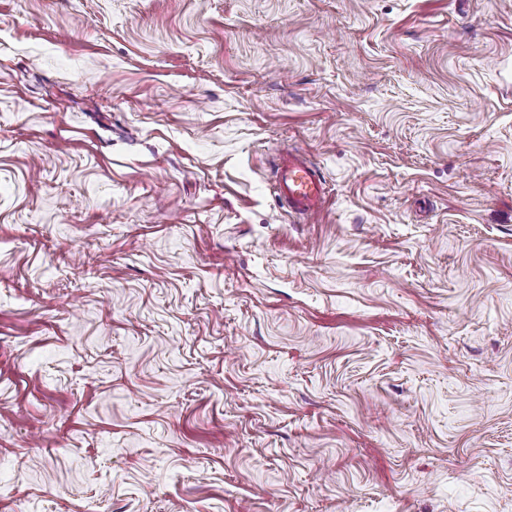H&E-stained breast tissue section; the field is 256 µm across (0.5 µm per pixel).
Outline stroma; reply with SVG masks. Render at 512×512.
I'll list each match as a JSON object with an SVG mask.
<instances>
[{"mask_svg": "<svg viewBox=\"0 0 512 512\" xmlns=\"http://www.w3.org/2000/svg\"><path fill=\"white\" fill-rule=\"evenodd\" d=\"M0 512H512V0H0ZM275 189L290 212L307 218L322 211L327 196L324 176L301 151L289 153L283 159L276 173Z\"/></svg>", "mask_w": 512, "mask_h": 512, "instance_id": "1", "label": "stroma"}]
</instances>
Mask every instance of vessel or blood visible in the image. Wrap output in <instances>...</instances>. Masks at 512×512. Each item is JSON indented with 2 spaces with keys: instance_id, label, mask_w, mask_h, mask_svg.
Returning a JSON list of instances; mask_svg holds the SVG:
<instances>
[{
  "instance_id": "vessel-or-blood-1",
  "label": "vessel or blood",
  "mask_w": 512,
  "mask_h": 512,
  "mask_svg": "<svg viewBox=\"0 0 512 512\" xmlns=\"http://www.w3.org/2000/svg\"><path fill=\"white\" fill-rule=\"evenodd\" d=\"M275 189L290 212L307 218L321 212L327 196L324 176L301 151L283 159L276 173Z\"/></svg>"
}]
</instances>
